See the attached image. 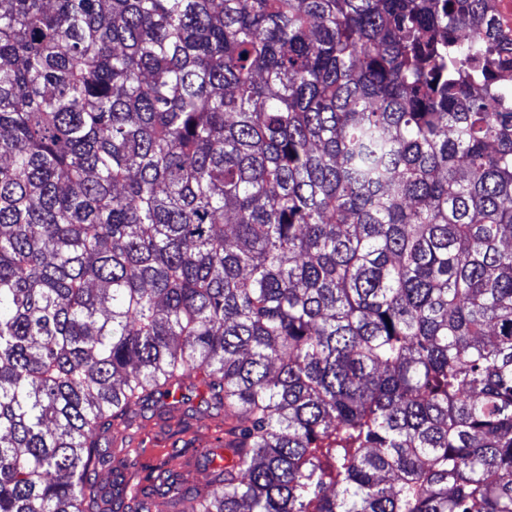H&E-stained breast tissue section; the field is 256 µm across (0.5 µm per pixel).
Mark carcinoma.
<instances>
[{
  "mask_svg": "<svg viewBox=\"0 0 512 512\" xmlns=\"http://www.w3.org/2000/svg\"><path fill=\"white\" fill-rule=\"evenodd\" d=\"M484 2L0 0V512H512ZM187 392L233 463L129 485Z\"/></svg>",
  "mask_w": 512,
  "mask_h": 512,
  "instance_id": "1",
  "label": "carcinoma"
}]
</instances>
